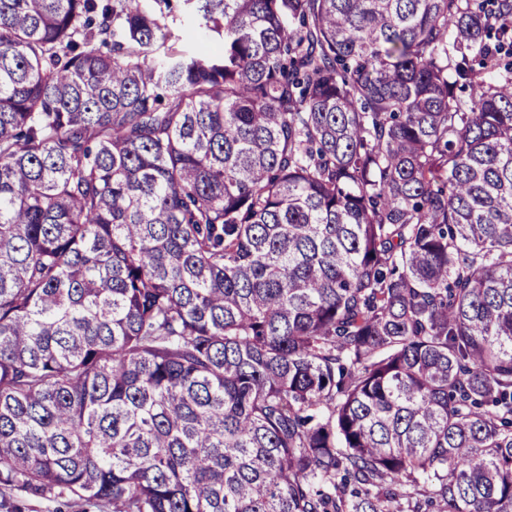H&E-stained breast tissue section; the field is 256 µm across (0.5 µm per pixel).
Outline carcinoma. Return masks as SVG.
<instances>
[{
  "label": "carcinoma",
  "instance_id": "obj_1",
  "mask_svg": "<svg viewBox=\"0 0 512 512\" xmlns=\"http://www.w3.org/2000/svg\"><path fill=\"white\" fill-rule=\"evenodd\" d=\"M173 2L0 0V486L512 512V0Z\"/></svg>",
  "mask_w": 512,
  "mask_h": 512
}]
</instances>
